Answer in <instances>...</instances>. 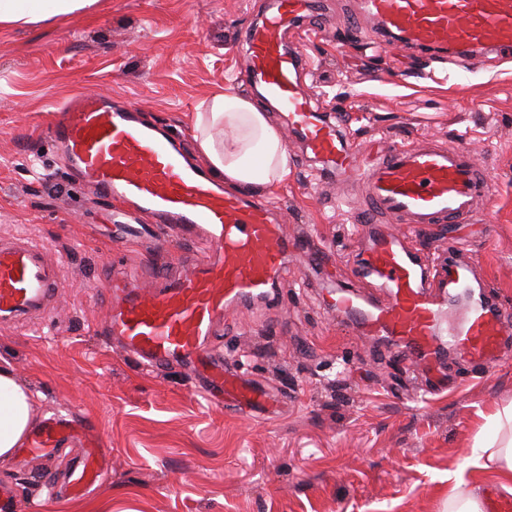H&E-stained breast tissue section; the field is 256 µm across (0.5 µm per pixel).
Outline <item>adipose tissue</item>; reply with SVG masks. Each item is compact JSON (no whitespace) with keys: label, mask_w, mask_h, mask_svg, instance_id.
Wrapping results in <instances>:
<instances>
[{"label":"adipose tissue","mask_w":512,"mask_h":512,"mask_svg":"<svg viewBox=\"0 0 512 512\" xmlns=\"http://www.w3.org/2000/svg\"><path fill=\"white\" fill-rule=\"evenodd\" d=\"M95 0H0V23L32 24L86 10ZM192 135L210 174L231 189L259 190L281 182L290 157L277 127L253 101L232 86L202 101ZM34 396L10 364L0 365V461L23 446L35 425ZM492 437L477 451L478 470L493 474L499 488L512 494V403L489 418Z\"/></svg>","instance_id":"1"}]
</instances>
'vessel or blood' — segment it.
<instances>
[{
    "label": "vessel or blood",
    "instance_id": "obj_1",
    "mask_svg": "<svg viewBox=\"0 0 512 512\" xmlns=\"http://www.w3.org/2000/svg\"><path fill=\"white\" fill-rule=\"evenodd\" d=\"M320 0H269L264 18L246 32L243 82L277 105L307 151L340 180L365 187L372 223L465 224L478 220L490 198V178L469 149L433 142L399 144L366 168L357 146L327 120L299 87L304 49L284 35L316 13ZM397 48L444 51L472 65L488 56L512 60V0H357ZM41 137L62 151L71 173L98 189L115 215L146 214L154 233L199 242L203 253L174 277L153 284L138 277L106 281L110 299L106 340L118 341L138 359L188 366L208 392L221 394L251 415L267 404L264 389L225 369L209 352V339L225 312L267 296L287 267L290 243L273 211L249 192L228 191L189 162L182 147L136 108L85 93L62 106ZM364 267L384 290L385 301L366 304L356 293H336V311L361 335L384 338L414 370L453 351L491 367L512 334V308L476 291L472 266L448 248V263L429 289L425 265L394 234L378 237ZM58 265L29 239H0V328L48 317L63 294ZM84 425L69 415L40 421L23 448L38 456L81 442ZM82 444L70 491L98 485L112 454L106 441Z\"/></svg>",
    "mask_w": 512,
    "mask_h": 512
}]
</instances>
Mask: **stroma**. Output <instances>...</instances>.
I'll list each match as a JSON object with an SVG mask.
<instances>
[{"label":"stroma","instance_id":"35a3bbf8","mask_svg":"<svg viewBox=\"0 0 512 512\" xmlns=\"http://www.w3.org/2000/svg\"><path fill=\"white\" fill-rule=\"evenodd\" d=\"M309 26L305 79L320 111L342 114L357 161L394 143L435 139L469 147L491 180L483 221L419 231L390 224L418 257L469 251L480 280L512 305V63L458 68L447 54L394 50L386 37L346 43L352 0H325ZM263 0H96L85 13L23 27L0 25V237L23 235L59 264L65 293L52 315L0 330V359L35 395L38 418H89L112 449L95 490L50 512H442L449 480L476 475L473 447L486 418L512 401V352L492 368L448 355L446 390L414 395L406 366L376 337L352 335L328 284L350 282L372 242L357 184L327 179L290 133L283 182L263 191L289 237L275 293L227 311L210 346L244 378L288 398L258 417L208 404L192 373L122 360L99 336L103 281L113 265L109 203L72 181L40 129L94 89L179 134L198 159L191 126L202 101L239 85L242 35ZM190 247L133 243L129 263L183 270ZM75 454L14 455L0 482L24 503L45 500Z\"/></svg>","mask_w":512,"mask_h":512}]
</instances>
